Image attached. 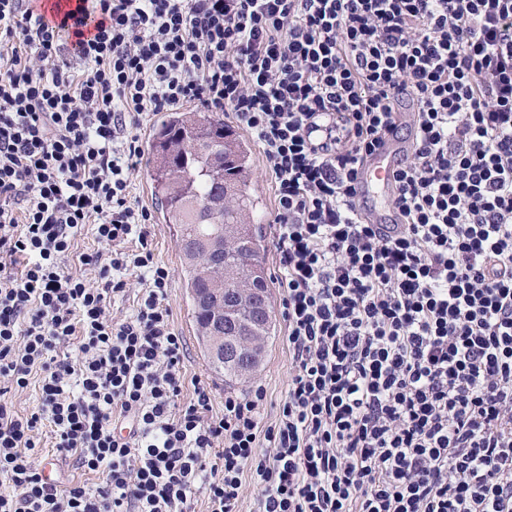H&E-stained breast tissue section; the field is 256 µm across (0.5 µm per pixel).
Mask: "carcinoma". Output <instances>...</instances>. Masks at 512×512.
Instances as JSON below:
<instances>
[{"mask_svg":"<svg viewBox=\"0 0 512 512\" xmlns=\"http://www.w3.org/2000/svg\"><path fill=\"white\" fill-rule=\"evenodd\" d=\"M149 155L152 194L159 220L175 231L198 343L215 377L229 386L247 383L265 361L275 323L270 318L258 328L257 358L248 377L241 378L235 367L211 355L207 310L224 296L207 288L225 282L239 296L258 288L273 306L264 236L252 220L257 197L250 145L224 123L221 112L176 110L165 113L153 129ZM212 239L220 245L217 254L202 247Z\"/></svg>","mask_w":512,"mask_h":512,"instance_id":"carcinoma-1","label":"carcinoma"}]
</instances>
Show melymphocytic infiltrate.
<instances>
[{
  "mask_svg": "<svg viewBox=\"0 0 512 512\" xmlns=\"http://www.w3.org/2000/svg\"><path fill=\"white\" fill-rule=\"evenodd\" d=\"M402 100L385 233L358 175ZM187 104L231 113L274 188L291 368L266 427L262 383L213 418L185 381L132 195L143 118ZM45 432L103 483L50 482ZM247 476L256 512H512V0H78L53 26L0 0V512H194L199 482L239 512ZM38 388L32 384L23 391H13L6 398L11 402L14 410L26 414L35 409L38 404Z\"/></svg>",
  "mask_w": 512,
  "mask_h": 512,
  "instance_id": "lymphocytic-infiltrate-1",
  "label": "lymphocytic infiltrate"
}]
</instances>
